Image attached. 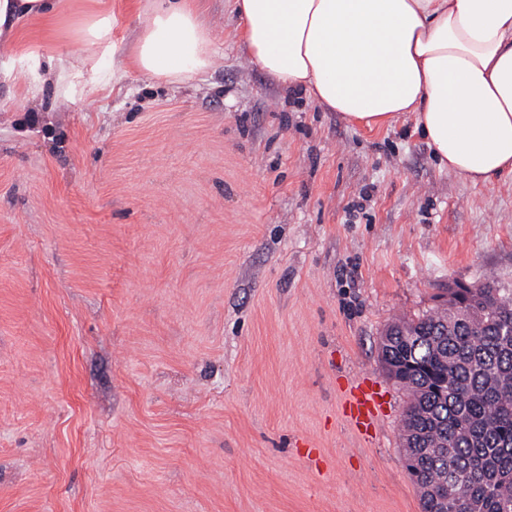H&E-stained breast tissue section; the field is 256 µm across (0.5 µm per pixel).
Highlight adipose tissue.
I'll list each match as a JSON object with an SVG mask.
<instances>
[{"instance_id": "adipose-tissue-1", "label": "adipose tissue", "mask_w": 512, "mask_h": 512, "mask_svg": "<svg viewBox=\"0 0 512 512\" xmlns=\"http://www.w3.org/2000/svg\"><path fill=\"white\" fill-rule=\"evenodd\" d=\"M242 47L284 89L369 127L414 113L440 168L472 184L512 173V0H236ZM61 0H0V49ZM206 0H153L130 53L112 42V8L86 15L78 53L48 57L61 98L106 88L101 61L171 85L222 56Z\"/></svg>"}]
</instances>
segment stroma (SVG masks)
Instances as JSON below:
<instances>
[{
	"label": "stroma",
	"instance_id": "35a3bbf8",
	"mask_svg": "<svg viewBox=\"0 0 512 512\" xmlns=\"http://www.w3.org/2000/svg\"><path fill=\"white\" fill-rule=\"evenodd\" d=\"M209 5L224 59L183 87L0 75V512H421L380 336L449 283L512 289V175L284 93ZM95 6L21 50L73 51ZM383 403L384 393L377 382L354 383L343 404L347 422L357 433L369 436L375 430Z\"/></svg>",
	"mask_w": 512,
	"mask_h": 512
}]
</instances>
